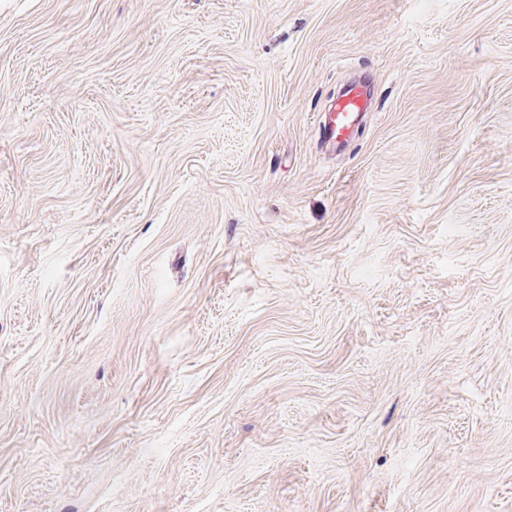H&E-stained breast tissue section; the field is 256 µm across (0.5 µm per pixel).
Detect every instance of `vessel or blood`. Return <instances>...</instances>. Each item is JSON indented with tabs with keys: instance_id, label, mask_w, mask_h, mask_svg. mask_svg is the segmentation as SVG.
<instances>
[{
	"instance_id": "vessel-or-blood-1",
	"label": "vessel or blood",
	"mask_w": 512,
	"mask_h": 512,
	"mask_svg": "<svg viewBox=\"0 0 512 512\" xmlns=\"http://www.w3.org/2000/svg\"><path fill=\"white\" fill-rule=\"evenodd\" d=\"M372 93L369 87L351 84L327 112L319 114L317 126L319 138L330 149L347 144L355 129L362 123L371 107Z\"/></svg>"
}]
</instances>
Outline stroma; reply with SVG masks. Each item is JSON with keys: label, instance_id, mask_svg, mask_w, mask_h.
<instances>
[{"label": "stroma", "instance_id": "1", "mask_svg": "<svg viewBox=\"0 0 512 512\" xmlns=\"http://www.w3.org/2000/svg\"><path fill=\"white\" fill-rule=\"evenodd\" d=\"M0 512H512V0H0ZM371 88L351 84L328 107V112L318 115L319 140L332 150L343 147L351 139L371 108Z\"/></svg>", "mask_w": 512, "mask_h": 512}]
</instances>
